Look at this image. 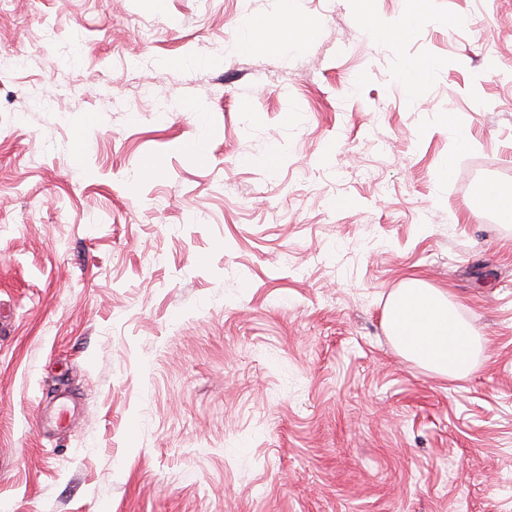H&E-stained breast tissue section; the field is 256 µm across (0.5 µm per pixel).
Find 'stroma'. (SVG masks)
<instances>
[{
  "instance_id": "stroma-1",
  "label": "stroma",
  "mask_w": 512,
  "mask_h": 512,
  "mask_svg": "<svg viewBox=\"0 0 512 512\" xmlns=\"http://www.w3.org/2000/svg\"><path fill=\"white\" fill-rule=\"evenodd\" d=\"M414 7L0 0V512H512V0ZM413 272L469 375L387 336ZM484 209L496 212L508 223L512 222V191H504L500 187L489 186L482 188L478 196ZM383 326L402 356L441 376H467L483 350L473 324L420 277L409 279L390 298Z\"/></svg>"
}]
</instances>
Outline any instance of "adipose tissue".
<instances>
[{
	"label": "adipose tissue",
	"mask_w": 512,
	"mask_h": 512,
	"mask_svg": "<svg viewBox=\"0 0 512 512\" xmlns=\"http://www.w3.org/2000/svg\"><path fill=\"white\" fill-rule=\"evenodd\" d=\"M383 326L402 356L441 376H467L483 350L473 324L440 289L419 277L390 298Z\"/></svg>",
	"instance_id": "ef3b65f1"
}]
</instances>
